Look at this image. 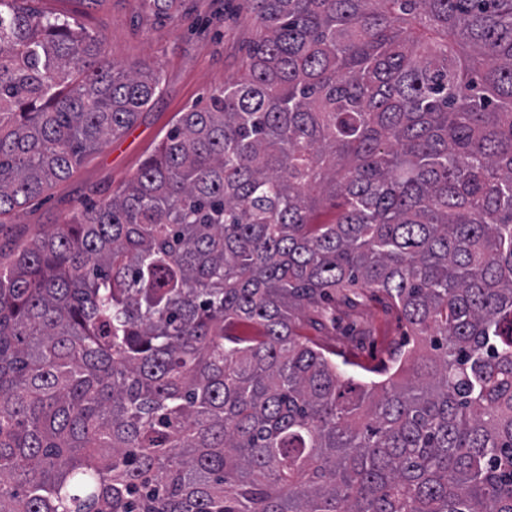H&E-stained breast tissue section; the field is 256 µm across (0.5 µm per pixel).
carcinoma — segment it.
<instances>
[{
  "label": "carcinoma",
  "mask_w": 512,
  "mask_h": 512,
  "mask_svg": "<svg viewBox=\"0 0 512 512\" xmlns=\"http://www.w3.org/2000/svg\"><path fill=\"white\" fill-rule=\"evenodd\" d=\"M26 3L0 224L161 90ZM246 5L207 108L0 243V512H512V0ZM380 295L429 351L361 385L305 329Z\"/></svg>",
  "instance_id": "obj_1"
}]
</instances>
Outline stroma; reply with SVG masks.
I'll return each instance as SVG.
<instances>
[{
  "label": "stroma",
  "instance_id": "stroma-1",
  "mask_svg": "<svg viewBox=\"0 0 512 512\" xmlns=\"http://www.w3.org/2000/svg\"><path fill=\"white\" fill-rule=\"evenodd\" d=\"M33 6L68 15L101 35L108 59L157 71L162 92L129 134L85 154L46 196L19 208L0 226V242L62 223L89 193L111 196L155 152L178 113L205 106L216 87L240 74L248 48L260 35L243 0H184L169 19L152 15L141 0H33ZM339 314L353 333L329 328L313 338L335 352L337 362L351 361L354 376H361L362 366L390 363L407 341L404 320L385 300L343 306Z\"/></svg>",
  "mask_w": 512,
  "mask_h": 512
}]
</instances>
